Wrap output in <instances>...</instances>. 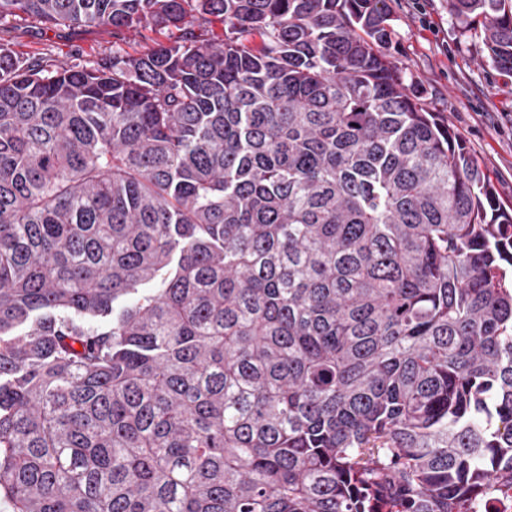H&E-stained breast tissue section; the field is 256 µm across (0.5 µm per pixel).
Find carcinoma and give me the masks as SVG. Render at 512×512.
<instances>
[{
  "label": "carcinoma",
  "mask_w": 512,
  "mask_h": 512,
  "mask_svg": "<svg viewBox=\"0 0 512 512\" xmlns=\"http://www.w3.org/2000/svg\"><path fill=\"white\" fill-rule=\"evenodd\" d=\"M448 4L512 78V0ZM20 13L168 42L52 71L0 44L13 512H497L512 211L384 52L388 0Z\"/></svg>",
  "instance_id": "cac0c4a2"
}]
</instances>
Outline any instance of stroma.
<instances>
[{"label": "stroma", "instance_id": "1", "mask_svg": "<svg viewBox=\"0 0 512 512\" xmlns=\"http://www.w3.org/2000/svg\"><path fill=\"white\" fill-rule=\"evenodd\" d=\"M389 4L396 30L389 55L489 172L500 200L512 206V80L487 59L480 29L463 30L448 0ZM0 44L25 58L79 69L111 56L112 31L53 28L22 14L0 22Z\"/></svg>", "mask_w": 512, "mask_h": 512}]
</instances>
